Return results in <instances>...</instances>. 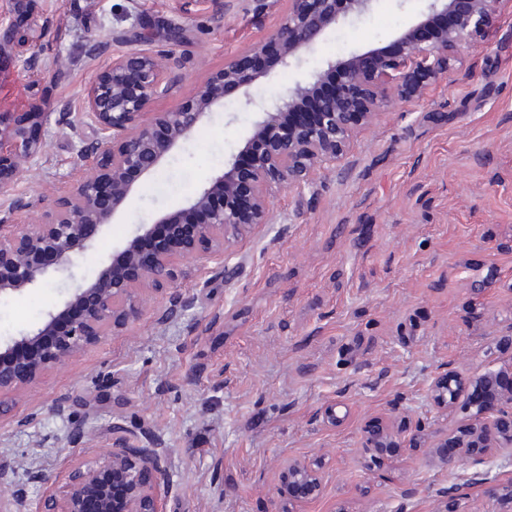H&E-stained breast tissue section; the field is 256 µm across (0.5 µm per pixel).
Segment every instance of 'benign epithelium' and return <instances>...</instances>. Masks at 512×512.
Instances as JSON below:
<instances>
[{
    "label": "benign epithelium",
    "mask_w": 512,
    "mask_h": 512,
    "mask_svg": "<svg viewBox=\"0 0 512 512\" xmlns=\"http://www.w3.org/2000/svg\"><path fill=\"white\" fill-rule=\"evenodd\" d=\"M380 0H288V12L267 39L212 73L194 94L168 112H150L157 99L172 90L171 71L152 54L134 49L120 55L95 77L87 94L85 116L97 135L83 174L53 201L36 224L14 227L17 207L0 208V296L22 295L51 275L69 271L74 261L93 252L114 216L126 204L133 184L130 171L152 175L163 161L224 104L223 88L243 90L246 105L257 108L242 147L224 161L177 209L152 224H139L134 235L112 249L94 278L73 289L63 304L47 310L33 329L0 340V399L34 389L47 371L67 364L102 338L122 332L143 312L142 292L167 295L162 318L181 315L193 300L169 291L177 262L218 259L230 241L259 224L270 223L271 202L286 188L310 183L319 172L336 165L357 135L380 111L421 97L433 84L448 80L463 51L492 27L497 0H426L417 22L391 44L327 63L308 82L269 100L253 98L256 82L267 75L261 66L274 52L282 65L312 47L350 15L370 11ZM36 23L23 29L7 27L14 61L38 60L32 35ZM336 83L324 89L317 112L296 111L299 101L320 88L330 73ZM40 112H0V191L20 181L25 165L45 152L38 136ZM159 224L165 237L148 252L140 243ZM84 307L82 315L61 329L53 346L41 343L66 310ZM472 380L442 371L430 386V401L440 410L451 408L469 394ZM483 421L456 434V447L447 448L448 435L437 445L440 466L453 470L464 461L486 462L493 450L512 447V386L492 408L470 404ZM365 447L381 457L396 448L388 424L378 422L367 433ZM167 449L117 447L94 462L72 460L62 496L32 497L43 485L31 471L16 480L0 464V512H114L108 477L125 484L121 512H166L169 486L162 475ZM288 486L294 506L315 500L322 487L319 468L306 462L288 464ZM484 493L512 512V478L490 482Z\"/></svg>",
    "instance_id": "benign-epithelium-1"
}]
</instances>
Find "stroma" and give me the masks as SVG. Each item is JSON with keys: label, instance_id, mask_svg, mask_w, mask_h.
I'll list each match as a JSON object with an SVG mask.
<instances>
[{"label": "stroma", "instance_id": "obj_1", "mask_svg": "<svg viewBox=\"0 0 512 512\" xmlns=\"http://www.w3.org/2000/svg\"><path fill=\"white\" fill-rule=\"evenodd\" d=\"M38 67L0 70V112H44L47 148L6 194L33 222L79 178L96 135L84 117L96 73L142 49L168 61L164 112L211 73L264 41L288 0H32ZM423 0H380L329 32L290 66L274 64L254 93L308 81L327 61L381 47L415 24ZM173 26L186 40L171 48ZM254 114L242 91L224 95L195 133L150 176L100 248L71 277L0 296V337L94 277L113 245L192 194L236 153ZM270 223L232 241L220 260L178 262L186 314L159 321L166 302L0 410V462L18 480L41 471L60 492L71 457L95 461L117 441L168 451L169 512H286L289 459L321 462V495L303 512H443L447 493L489 512L488 480L512 477V452L441 468L436 431L468 413L428 399L439 371L512 374V0L465 50L445 83L383 112L335 169L283 190ZM72 404L57 414L61 398ZM387 419L403 450L377 466L366 431ZM84 429L82 441L72 439Z\"/></svg>", "mask_w": 512, "mask_h": 512}]
</instances>
